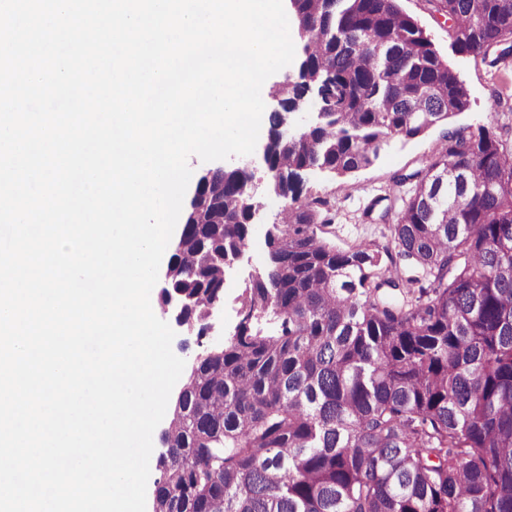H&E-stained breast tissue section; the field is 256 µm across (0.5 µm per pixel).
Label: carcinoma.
Segmentation results:
<instances>
[{
  "instance_id": "1",
  "label": "carcinoma",
  "mask_w": 512,
  "mask_h": 512,
  "mask_svg": "<svg viewBox=\"0 0 512 512\" xmlns=\"http://www.w3.org/2000/svg\"><path fill=\"white\" fill-rule=\"evenodd\" d=\"M456 51L512 57V0H427ZM325 117L266 167L288 208L239 295L240 321L180 391L153 512H512V118L447 130L392 178L387 244L342 250L302 175L347 176L416 138L468 92L398 0H295ZM250 174L202 176L164 295L207 328L219 264L243 252ZM388 263H383L382 258ZM273 333L255 326L264 316Z\"/></svg>"
}]
</instances>
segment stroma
<instances>
[{"instance_id": "obj_1", "label": "stroma", "mask_w": 512, "mask_h": 512, "mask_svg": "<svg viewBox=\"0 0 512 512\" xmlns=\"http://www.w3.org/2000/svg\"><path fill=\"white\" fill-rule=\"evenodd\" d=\"M402 10L413 16L431 39L435 49L463 80L469 90L467 110L449 119L447 126L435 127L414 139L396 137L390 140L376 163L346 177L327 174L308 175L303 190L335 201L332 214L335 242L345 248L362 241L387 243L389 231L380 221L363 219L362 212L370 201L382 195L393 174L406 173L418 168L421 159L428 156L441 141L446 127H494L501 113H512V62L491 69L480 60L455 51L448 37V20L440 14L430 13L425 0H400ZM223 168L246 169L256 185L255 200L260 210L254 219L251 240L243 255L232 268L227 269L224 284V300L210 319V330L198 336L196 330L177 325L172 306L156 302L155 315L173 324L176 336L173 352L184 359L187 366H194L197 355L204 350L223 346L240 320L237 300L248 277L262 267L268 256L266 231L278 223L285 201L277 197L270 185L266 167L260 153L237 156L222 163Z\"/></svg>"}]
</instances>
